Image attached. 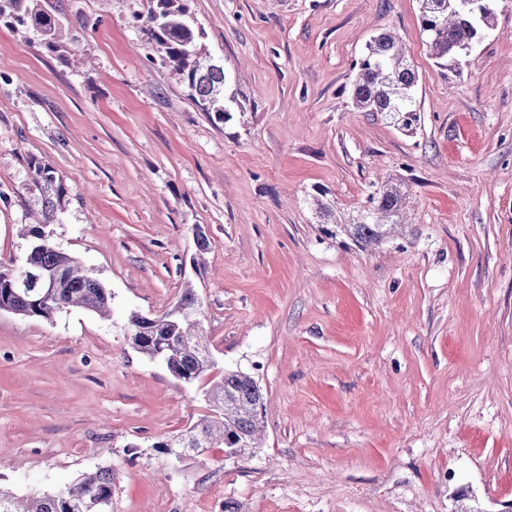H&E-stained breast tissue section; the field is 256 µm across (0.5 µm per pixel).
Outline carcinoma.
I'll return each instance as SVG.
<instances>
[{
    "label": "carcinoma",
    "instance_id": "cac0c4a2",
    "mask_svg": "<svg viewBox=\"0 0 512 512\" xmlns=\"http://www.w3.org/2000/svg\"><path fill=\"white\" fill-rule=\"evenodd\" d=\"M144 15L142 31L151 36L163 57L182 75L189 97L202 111L213 112L219 120L231 119L230 103L235 96L225 95L224 67L203 57L199 41L203 32L188 21L184 0H150ZM420 34L431 55L437 60L456 58L462 48L475 40L479 32L493 28L494 12L490 0H418ZM31 29L41 44L50 48L57 43L60 27L56 5L52 0H0V20ZM417 75L404 57L400 38L391 32L374 37L359 63L353 88L356 108L380 112L405 132L416 129L420 120L415 87ZM35 184L41 191L62 192L56 184L55 170L48 164L37 169ZM406 194L397 185L386 184L368 197V205L350 224L323 225L320 231L330 237L345 236L362 250L382 245L399 223ZM24 265L41 277H55L58 288L52 295L29 288L12 291L6 280L10 265L0 262V308L29 317L50 318L70 306L107 313L112 298L108 289L79 261L50 242L34 243ZM131 344L140 353L163 360L170 373L185 383L206 376L213 363L206 348L192 336L191 323L182 314L163 322H147L138 313L128 318ZM214 404L215 415L193 427L185 442L177 445L180 456L187 450L198 451L195 443L204 439L219 447L233 448L240 443L251 448L263 428L260 413L263 394L252 377L226 370L206 390ZM112 498V472L98 469L85 474L75 485L57 494L33 496L21 503L9 491L0 489V512H102Z\"/></svg>",
    "mask_w": 512,
    "mask_h": 512
}]
</instances>
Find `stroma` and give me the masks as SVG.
I'll list each match as a JSON object with an SVG mask.
<instances>
[{
	"instance_id": "obj_1",
	"label": "stroma",
	"mask_w": 512,
	"mask_h": 512,
	"mask_svg": "<svg viewBox=\"0 0 512 512\" xmlns=\"http://www.w3.org/2000/svg\"><path fill=\"white\" fill-rule=\"evenodd\" d=\"M55 2V50L0 21V261L29 252L50 164L62 196L40 229L111 312L0 310V487L53 494L105 468L110 512H504L512 0L444 68L417 0H186L241 106L225 123L141 31L148 0ZM385 31L418 73L410 136L352 103ZM388 181L408 186V223L380 248L319 232L318 204L344 224ZM188 289L214 361L191 386L128 330ZM227 369L263 390L259 448L164 453Z\"/></svg>"
}]
</instances>
